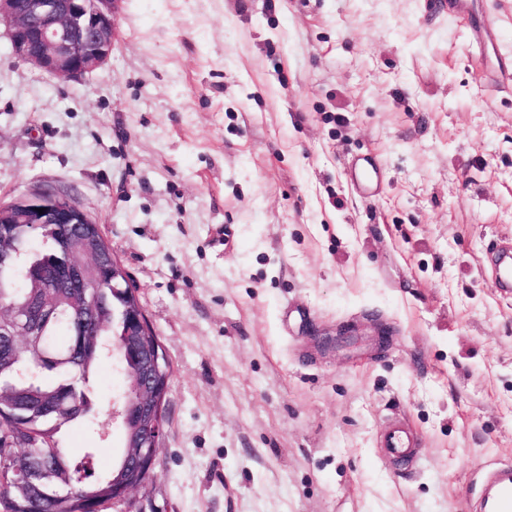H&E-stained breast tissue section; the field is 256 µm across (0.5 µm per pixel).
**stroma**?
<instances>
[{
	"label": "stroma",
	"mask_w": 512,
	"mask_h": 512,
	"mask_svg": "<svg viewBox=\"0 0 512 512\" xmlns=\"http://www.w3.org/2000/svg\"><path fill=\"white\" fill-rule=\"evenodd\" d=\"M501 58L512 0H122L78 80L0 37V203L83 208L172 364L156 480L106 512H475L512 463ZM394 417L412 463L378 446ZM62 440L99 472L122 447L104 413ZM352 182L366 195H372L377 191L376 170L370 165H359L357 162L349 166ZM511 254V247H502L492 262L493 281L498 286L506 287L512 284Z\"/></svg>",
	"instance_id": "35a3bbf8"
}]
</instances>
